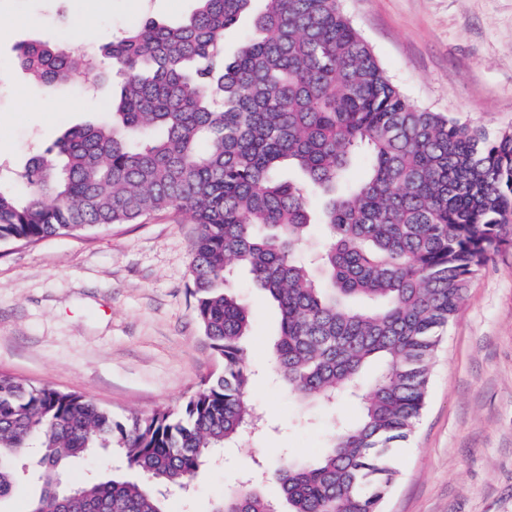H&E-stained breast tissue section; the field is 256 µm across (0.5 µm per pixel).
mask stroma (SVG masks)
<instances>
[{"instance_id":"obj_1","label":"stroma","mask_w":512,"mask_h":512,"mask_svg":"<svg viewBox=\"0 0 512 512\" xmlns=\"http://www.w3.org/2000/svg\"><path fill=\"white\" fill-rule=\"evenodd\" d=\"M193 8V0H0V178L27 196L20 173L34 153L66 129L108 119L121 79L99 46L145 18L176 23ZM342 8L416 106L492 138L512 132V0H342ZM76 35L86 80L59 84L62 108L38 111L44 89L16 68L15 47L67 45ZM83 97L85 111L67 109ZM194 233L187 216L168 212L0 244V373L86 395L119 418L179 408L224 369L193 312ZM233 284L252 312L244 348L264 429L204 468L191 495L172 491L171 512H211L255 464L316 463L335 420L360 416L347 396L330 409L288 393L265 367L276 306L247 271ZM394 464L400 476L384 512H512V241L472 278L432 360L425 411Z\"/></svg>"}]
</instances>
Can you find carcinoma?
Wrapping results in <instances>:
<instances>
[{"mask_svg":"<svg viewBox=\"0 0 512 512\" xmlns=\"http://www.w3.org/2000/svg\"><path fill=\"white\" fill-rule=\"evenodd\" d=\"M195 2L177 25L148 18L100 48L122 79L115 119L70 128L32 156L20 174L28 197L0 182V243L188 215L194 311L224 372L175 411L120 419L0 373V500L32 448L41 490L28 512H168L165 491L189 488L217 449L255 429L241 346L251 314L230 286L244 267L277 305L273 367L288 392L332 408L352 391L361 415L316 463L262 466L212 512H383L441 332L504 242L512 133L491 141L415 106L340 0ZM246 15L251 29L228 55L224 33ZM84 58L71 46L16 48L49 93L84 79ZM361 156L367 174L352 182ZM315 225L324 243L309 260ZM372 362L381 372L365 385ZM101 449L142 481L68 485L69 465Z\"/></svg>","mask_w":512,"mask_h":512,"instance_id":"cac0c4a2","label":"carcinoma"}]
</instances>
